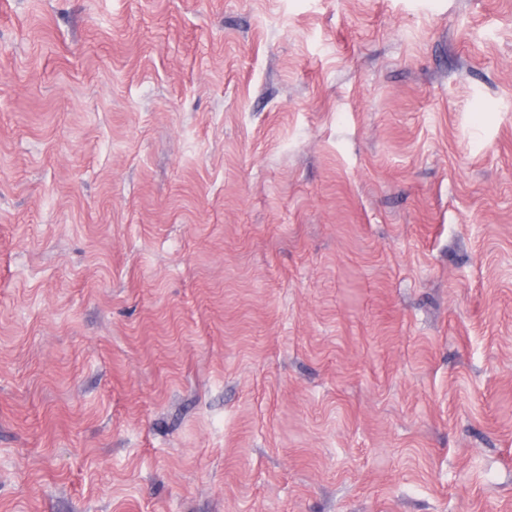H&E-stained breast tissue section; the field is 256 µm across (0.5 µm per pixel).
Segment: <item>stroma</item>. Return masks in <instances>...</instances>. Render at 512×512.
<instances>
[{
    "label": "stroma",
    "instance_id": "35a3bbf8",
    "mask_svg": "<svg viewBox=\"0 0 512 512\" xmlns=\"http://www.w3.org/2000/svg\"><path fill=\"white\" fill-rule=\"evenodd\" d=\"M0 512H512V0H0Z\"/></svg>",
    "mask_w": 512,
    "mask_h": 512
}]
</instances>
